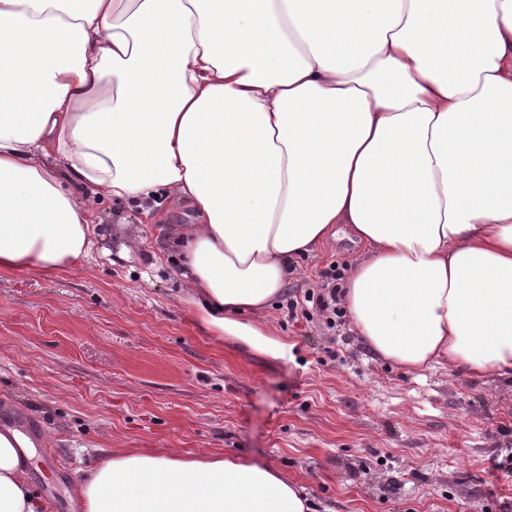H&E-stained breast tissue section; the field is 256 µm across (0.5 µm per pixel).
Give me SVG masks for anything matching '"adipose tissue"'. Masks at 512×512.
Listing matches in <instances>:
<instances>
[{
    "instance_id": "ef3b65f1",
    "label": "adipose tissue",
    "mask_w": 512,
    "mask_h": 512,
    "mask_svg": "<svg viewBox=\"0 0 512 512\" xmlns=\"http://www.w3.org/2000/svg\"><path fill=\"white\" fill-rule=\"evenodd\" d=\"M309 0H0V271L55 276L93 247L95 196L190 210L171 244L199 328L275 358L261 323L294 257L363 245L339 301L406 369L512 374V0H348L386 25L350 62ZM34 445L0 430V512H49ZM77 512H314L221 454L116 453Z\"/></svg>"
}]
</instances>
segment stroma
<instances>
[{
  "instance_id": "35a3bbf8",
  "label": "stroma",
  "mask_w": 512,
  "mask_h": 512,
  "mask_svg": "<svg viewBox=\"0 0 512 512\" xmlns=\"http://www.w3.org/2000/svg\"><path fill=\"white\" fill-rule=\"evenodd\" d=\"M90 257L69 272L0 273V428L35 446L52 512L112 451L221 452L304 486L318 512H512V377L445 364L407 371L289 300L359 253L293 258L266 325L288 359L206 335L182 294L168 206L100 196Z\"/></svg>"
}]
</instances>
